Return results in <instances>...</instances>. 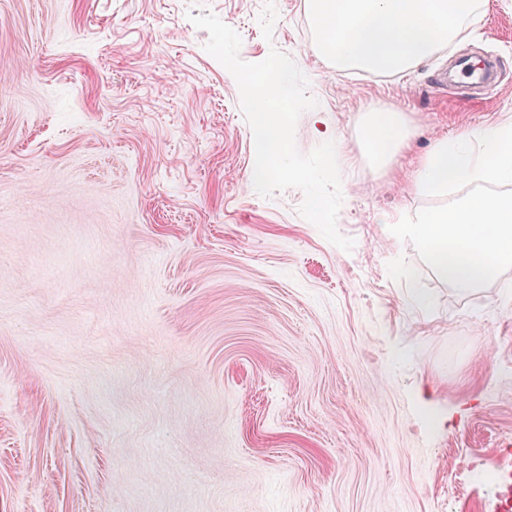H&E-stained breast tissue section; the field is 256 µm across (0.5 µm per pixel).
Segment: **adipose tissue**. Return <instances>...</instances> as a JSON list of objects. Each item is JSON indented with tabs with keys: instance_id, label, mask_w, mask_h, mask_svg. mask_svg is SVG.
I'll return each instance as SVG.
<instances>
[{
	"instance_id": "obj_1",
	"label": "adipose tissue",
	"mask_w": 512,
	"mask_h": 512,
	"mask_svg": "<svg viewBox=\"0 0 512 512\" xmlns=\"http://www.w3.org/2000/svg\"><path fill=\"white\" fill-rule=\"evenodd\" d=\"M359 137L376 162L387 164L408 148L412 131L400 113L373 110L367 113Z\"/></svg>"
}]
</instances>
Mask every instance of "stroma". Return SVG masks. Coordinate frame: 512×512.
<instances>
[{
	"label": "stroma",
	"mask_w": 512,
	"mask_h": 512,
	"mask_svg": "<svg viewBox=\"0 0 512 512\" xmlns=\"http://www.w3.org/2000/svg\"><path fill=\"white\" fill-rule=\"evenodd\" d=\"M0 0V512H500L512 467V269L469 292L387 221L439 138L512 122V0L402 74L343 70L306 0ZM290 55L335 144L346 252L264 198L233 76ZM459 55L499 82L466 102ZM401 112L380 166L358 130ZM360 141L378 163H390L409 147L412 130L400 112L372 110L360 128Z\"/></svg>",
	"instance_id": "1"
}]
</instances>
